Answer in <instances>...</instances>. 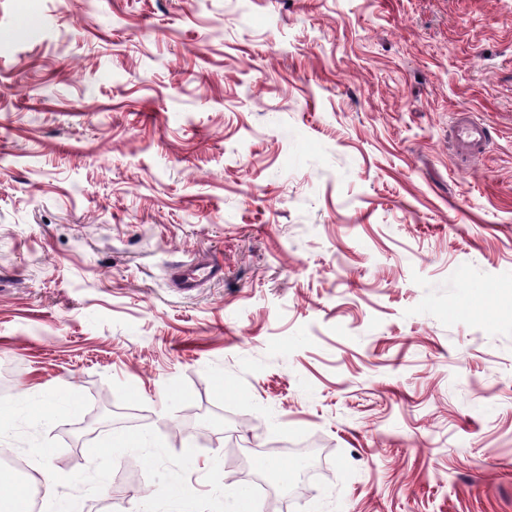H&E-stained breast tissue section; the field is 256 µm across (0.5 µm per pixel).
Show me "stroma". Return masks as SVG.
I'll return each instance as SVG.
<instances>
[{
	"mask_svg": "<svg viewBox=\"0 0 512 512\" xmlns=\"http://www.w3.org/2000/svg\"><path fill=\"white\" fill-rule=\"evenodd\" d=\"M57 387L122 414L51 473L148 427L198 493L512 512V0H0V396ZM155 491L125 453L39 506ZM454 138L469 155H480L481 149L487 145L488 131L484 123L470 118L458 122L454 126ZM222 268L207 262L190 263L176 267L174 285L176 288H196L202 281L220 276Z\"/></svg>",
	"mask_w": 512,
	"mask_h": 512,
	"instance_id": "stroma-1",
	"label": "stroma"
}]
</instances>
